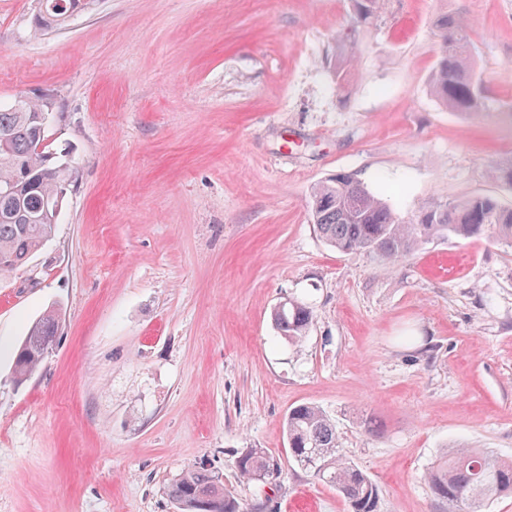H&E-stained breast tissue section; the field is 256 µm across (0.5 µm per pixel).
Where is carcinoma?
<instances>
[{"mask_svg": "<svg viewBox=\"0 0 512 512\" xmlns=\"http://www.w3.org/2000/svg\"><path fill=\"white\" fill-rule=\"evenodd\" d=\"M35 29H65L77 14L91 9L93 0H38ZM385 0H352L351 27L344 44L360 29L381 17ZM436 61L427 80L430 94L445 108L461 114L479 108L482 87L474 75V56L468 26L458 15H441L435 23ZM354 45L336 56V85L343 88L356 74ZM54 111L48 97L19 98L0 105V275L25 266L48 241L59 212L52 204L76 182L74 166L39 144L47 140L42 115ZM309 208L315 228L330 247L340 252H366L380 263L396 262L411 254L424 239L434 236L470 238L491 233L512 243V209L493 197L454 203H433L411 221L392 209L351 174L338 172L311 187ZM314 320L306 304L288 299L278 305L273 321L293 343L307 335ZM60 315L50 307L28 327L16 350L13 381L21 385L42 365L57 344ZM288 455L299 467L336 488L350 512H377L379 488L340 448L336 426L321 408L300 404L285 420ZM248 481L278 477V460L250 449L237 461ZM434 496L448 512H486L487 505L512 494V459L491 451L458 448L428 474ZM178 512H248L224 489L215 472L204 466L187 468L168 486Z\"/></svg>", "mask_w": 512, "mask_h": 512, "instance_id": "carcinoma-1", "label": "carcinoma"}]
</instances>
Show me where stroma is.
Returning <instances> with one entry per match:
<instances>
[{"label": "stroma", "mask_w": 512, "mask_h": 512, "mask_svg": "<svg viewBox=\"0 0 512 512\" xmlns=\"http://www.w3.org/2000/svg\"><path fill=\"white\" fill-rule=\"evenodd\" d=\"M0 0V100L49 97L77 181L55 233L0 276V512H177L206 465L245 507L348 512L288 460L301 403L379 487V512H445L426 479L449 447L512 457V246L433 237L387 265L329 247L309 192L339 171L414 219L496 197L512 158V0H386L336 87L350 0H95L33 34ZM469 23L476 112L427 80L435 21ZM310 306L302 343L271 314ZM59 340L22 386L14 349L48 307ZM282 459L271 483L238 458ZM355 60L354 43L342 49L336 56V85L339 89L353 81L356 74ZM239 473L247 481L264 482L281 475V466L274 456L255 449L246 451L237 461ZM279 474V475H278Z\"/></svg>", "instance_id": "obj_1"}]
</instances>
